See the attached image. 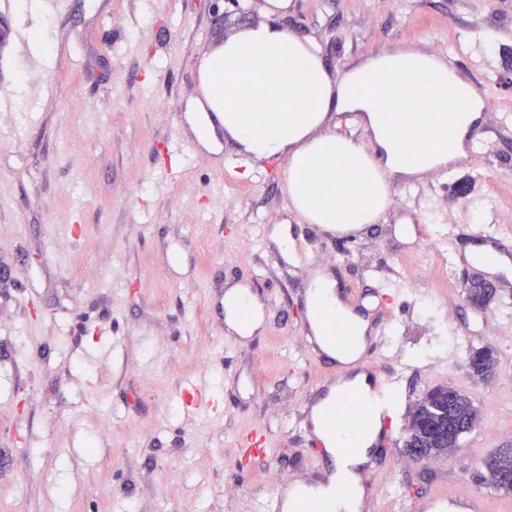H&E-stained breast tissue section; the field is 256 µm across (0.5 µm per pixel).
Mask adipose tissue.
I'll list each match as a JSON object with an SVG mask.
<instances>
[{"mask_svg": "<svg viewBox=\"0 0 512 512\" xmlns=\"http://www.w3.org/2000/svg\"><path fill=\"white\" fill-rule=\"evenodd\" d=\"M267 2L268 22L239 30L204 55V101L189 121L217 120L244 153L285 159V190L309 223L340 224L348 214L358 224L375 223L388 201L389 176L430 173L466 156L484 104L443 60L411 47L391 48L336 82L317 46L277 23L288 0ZM382 79L394 86V96L375 93ZM416 98L429 100L433 112L413 115L398 130L395 116L408 112ZM332 112L359 113L369 142L326 131ZM438 123L454 139L452 153L432 146L431 129ZM381 431L373 423L358 448H333L337 480L356 483Z\"/></svg>", "mask_w": 512, "mask_h": 512, "instance_id": "ef3b65f1", "label": "adipose tissue"}]
</instances>
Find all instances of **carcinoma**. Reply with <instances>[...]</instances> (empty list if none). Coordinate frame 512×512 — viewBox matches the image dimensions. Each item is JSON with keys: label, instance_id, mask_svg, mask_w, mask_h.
<instances>
[{"label": "carcinoma", "instance_id": "cac0c4a2", "mask_svg": "<svg viewBox=\"0 0 512 512\" xmlns=\"http://www.w3.org/2000/svg\"><path fill=\"white\" fill-rule=\"evenodd\" d=\"M469 360L472 377L485 381L494 374L497 360L492 348H471ZM440 391L441 388L438 387L427 392L410 413V416L414 417V424L407 430L404 448L412 457L415 456L417 448H422L429 454L434 452V449L429 447L427 433L420 425L423 415L434 417L437 426L446 431V448L450 452L460 447L462 438L476 424L478 410L470 397L457 391L451 398H441L438 396Z\"/></svg>", "mask_w": 512, "mask_h": 512}]
</instances>
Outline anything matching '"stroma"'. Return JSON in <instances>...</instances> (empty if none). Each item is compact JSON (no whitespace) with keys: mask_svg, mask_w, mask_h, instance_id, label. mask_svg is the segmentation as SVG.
Returning a JSON list of instances; mask_svg holds the SVG:
<instances>
[{"mask_svg":"<svg viewBox=\"0 0 512 512\" xmlns=\"http://www.w3.org/2000/svg\"><path fill=\"white\" fill-rule=\"evenodd\" d=\"M21 2L0 0V19L41 28L50 57L0 51V512H259L270 474L308 476L323 446L303 406L339 374L302 341L319 276L355 302L378 282L392 294L367 354L400 379L395 440L364 474L376 512L482 487V457L512 445V282L472 308L460 283L481 268L448 284L420 242L430 227L463 247L478 227L512 238V0H288L281 24L335 76L422 46L476 69L498 102L476 151L449 174L393 177L348 242L292 208L283 160L247 163L187 121L204 53L264 21L263 0H68L47 16ZM244 282L259 323L237 336L224 295ZM483 346L498 359L487 383L468 367ZM448 385L472 398L483 446L413 461L406 418Z\"/></svg>","mask_w":512,"mask_h":512,"instance_id":"obj_1","label":"stroma"}]
</instances>
